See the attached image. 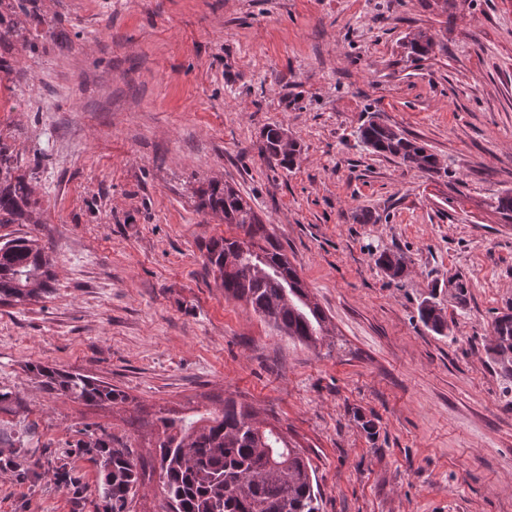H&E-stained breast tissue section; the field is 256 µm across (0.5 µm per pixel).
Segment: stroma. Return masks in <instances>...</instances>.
<instances>
[{
    "label": "stroma",
    "instance_id": "obj_1",
    "mask_svg": "<svg viewBox=\"0 0 512 512\" xmlns=\"http://www.w3.org/2000/svg\"><path fill=\"white\" fill-rule=\"evenodd\" d=\"M31 47L0 73V143L25 176L50 293L0 306V512H101L78 442L135 449L133 512H161L159 414L233 397L316 470L320 512H512V383L493 326L512 314V0H32ZM446 51L408 57L418 30ZM375 120L435 153L434 177L373 153ZM279 126L293 168L258 146ZM218 180L248 200L328 315V343L288 337L225 297L199 207ZM408 270L376 266L381 250ZM468 284L449 299L448 279ZM446 303L450 331L421 322ZM43 364L124 391L90 405L42 390ZM67 456L84 491L46 468ZM434 297L426 299L420 308V317L423 323L433 332L444 335V331L448 329L447 321L444 317L443 310L439 303L434 301Z\"/></svg>",
    "mask_w": 512,
    "mask_h": 512
}]
</instances>
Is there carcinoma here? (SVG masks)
Instances as JSON below:
<instances>
[{"instance_id":"obj_1","label":"carcinoma","mask_w":512,"mask_h":512,"mask_svg":"<svg viewBox=\"0 0 512 512\" xmlns=\"http://www.w3.org/2000/svg\"><path fill=\"white\" fill-rule=\"evenodd\" d=\"M30 0H0V72L13 66L4 55L16 44H29L26 18ZM411 53L425 57L440 47L435 36L417 31L407 40ZM259 153L283 168L294 164L300 147L281 137V128L262 133ZM363 143L374 152L393 157L409 169L428 176L440 172L441 162L427 148L393 127L369 122L360 131ZM29 185L24 176L12 175L10 156L0 146V224H29L33 216ZM200 207L224 217L240 234L211 240L206 261L220 280L224 295L250 305L253 312L272 322L289 337L317 346L329 333V319L311 299L296 268L283 253L266 225L257 221L251 205L228 185L209 184ZM501 217L512 223V191L494 201ZM376 264L390 277L405 272L401 258L383 251ZM52 279L51 262L43 249L25 237L0 240V304L22 303L39 296ZM423 323L441 335L448 329L439 303L425 300ZM495 355L502 376L512 379V316L498 319ZM39 387L74 397L87 404H123L128 395L111 385L80 374L32 364ZM159 469L163 512H320L316 470L309 457L292 446L287 435L260 421L248 405L232 398L224 408L207 410L197 420L157 417ZM77 451L90 456L104 475L100 497L102 512H131L142 484L135 451L115 437L80 442ZM55 480L83 492L66 464L52 468Z\"/></svg>"}]
</instances>
